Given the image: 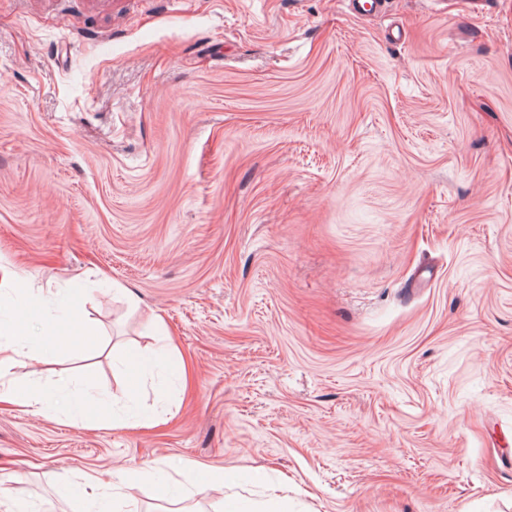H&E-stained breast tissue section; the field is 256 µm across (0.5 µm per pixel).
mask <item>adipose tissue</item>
Wrapping results in <instances>:
<instances>
[{"label": "adipose tissue", "instance_id": "adipose-tissue-1", "mask_svg": "<svg viewBox=\"0 0 512 512\" xmlns=\"http://www.w3.org/2000/svg\"><path fill=\"white\" fill-rule=\"evenodd\" d=\"M52 356V349L30 346L13 321L0 319V400L16 404L33 415L46 411L51 405L47 396L25 393L18 386L8 383L6 377L29 361L46 362Z\"/></svg>", "mask_w": 512, "mask_h": 512}]
</instances>
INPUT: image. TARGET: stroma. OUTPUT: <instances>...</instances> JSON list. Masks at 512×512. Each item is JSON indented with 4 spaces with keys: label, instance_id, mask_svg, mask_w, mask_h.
Listing matches in <instances>:
<instances>
[{
    "label": "stroma",
    "instance_id": "obj_1",
    "mask_svg": "<svg viewBox=\"0 0 512 512\" xmlns=\"http://www.w3.org/2000/svg\"><path fill=\"white\" fill-rule=\"evenodd\" d=\"M0 265L23 512H512V0H0ZM53 354L50 348L30 346L12 320L0 319V400L23 407L24 412L33 415H41L51 407L46 395L24 393L13 380L7 384L4 378L12 375L15 368L26 366L30 360L48 362Z\"/></svg>",
    "mask_w": 512,
    "mask_h": 512
}]
</instances>
